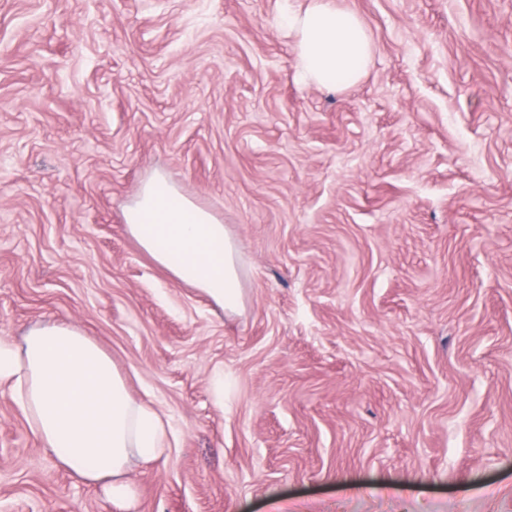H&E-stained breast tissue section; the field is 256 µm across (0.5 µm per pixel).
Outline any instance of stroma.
Segmentation results:
<instances>
[{
	"label": "stroma",
	"instance_id": "obj_1",
	"mask_svg": "<svg viewBox=\"0 0 512 512\" xmlns=\"http://www.w3.org/2000/svg\"><path fill=\"white\" fill-rule=\"evenodd\" d=\"M334 3L374 51L326 90L282 0H0V337L75 325L169 417L130 512H512V0ZM157 174L241 310L127 232ZM0 512H120L6 390Z\"/></svg>",
	"mask_w": 512,
	"mask_h": 512
}]
</instances>
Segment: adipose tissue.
Here are the masks:
<instances>
[{"label": "adipose tissue", "instance_id": "ef3b65f1", "mask_svg": "<svg viewBox=\"0 0 512 512\" xmlns=\"http://www.w3.org/2000/svg\"><path fill=\"white\" fill-rule=\"evenodd\" d=\"M278 24L293 35L301 78L321 88L349 85L366 71L373 43L359 17L310 0ZM128 233L178 282L224 310L242 305L238 249L210 212L154 175L127 207ZM7 387L31 431L69 470L104 484L112 503L130 508L125 478L133 461L158 459L169 446L167 416L136 401L111 357L77 327L45 322L20 342L0 339V387Z\"/></svg>", "mask_w": 512, "mask_h": 512}]
</instances>
